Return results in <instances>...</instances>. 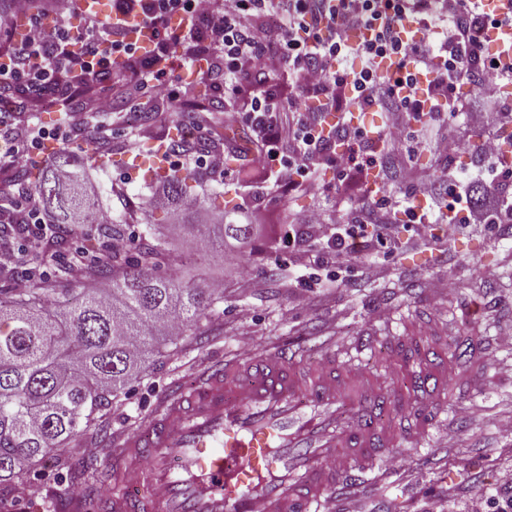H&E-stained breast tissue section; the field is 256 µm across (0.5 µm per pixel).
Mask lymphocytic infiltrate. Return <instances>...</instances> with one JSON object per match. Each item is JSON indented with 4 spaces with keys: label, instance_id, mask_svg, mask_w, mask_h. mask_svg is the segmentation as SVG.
I'll use <instances>...</instances> for the list:
<instances>
[{
    "label": "lymphocytic infiltrate",
    "instance_id": "obj_1",
    "mask_svg": "<svg viewBox=\"0 0 512 512\" xmlns=\"http://www.w3.org/2000/svg\"><path fill=\"white\" fill-rule=\"evenodd\" d=\"M44 2L38 12L33 0H8L7 14L0 15V29L8 32L18 19L27 22L0 53V200L9 202L0 222L14 224L13 235L0 234V261L44 256L46 218L35 192L19 190L11 173L36 162L44 135L65 142L73 131L66 120L44 132L31 113L50 100L79 98L89 111L106 114L118 97L144 91L156 100L178 101L218 70L224 74L221 92L247 97L243 109L223 111L225 125L250 127L258 144L254 177L281 189L318 188L314 159L329 149L326 114L383 113L372 140L375 153L364 160L354 146L367 139L365 132L346 122L338 126L348 147L336 154L337 176L343 189L369 193V206L326 203L302 218L310 237L326 239L333 258L357 250L371 233L384 246L399 242L400 225L389 218L396 185L387 175L372 180L370 169L400 165L423 152L447 156V134L425 132L439 112L462 116L480 132L475 149L484 168L473 181L443 171L421 182L423 192L437 182L448 187L438 219L452 236L475 224L512 221V198L499 190L512 175L500 134L507 119L494 108L502 83L512 79V42L487 46L492 30L512 26L511 12L499 18L480 13L471 0H112L114 22L108 26L94 15L74 24V0ZM128 19L151 32L150 48L128 36ZM408 20L425 31L424 39L402 41ZM356 29L369 31V39L350 42ZM268 55L283 61L294 78L288 99L262 83ZM382 58L398 60L395 75L379 74L376 62ZM176 62L194 74V82L171 80ZM421 74L427 77L423 87ZM474 82L484 100L477 107L456 95L458 87Z\"/></svg>",
    "mask_w": 512,
    "mask_h": 512
}]
</instances>
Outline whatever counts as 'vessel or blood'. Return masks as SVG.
Returning a JSON list of instances; mask_svg holds the SVG:
<instances>
[{"instance_id":"b4317fda","label":"vessel or blood","mask_w":512,"mask_h":512,"mask_svg":"<svg viewBox=\"0 0 512 512\" xmlns=\"http://www.w3.org/2000/svg\"><path fill=\"white\" fill-rule=\"evenodd\" d=\"M392 350L399 380L388 391L351 365L300 385L302 355L288 345L211 362L113 442L109 494L73 512H335L368 488L386 450L424 436L446 401L443 367L422 343ZM394 413L403 427H387Z\"/></svg>"}]
</instances>
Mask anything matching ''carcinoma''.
Returning <instances> with one entry per match:
<instances>
[{
	"label": "carcinoma",
	"instance_id": "obj_1",
	"mask_svg": "<svg viewBox=\"0 0 512 512\" xmlns=\"http://www.w3.org/2000/svg\"><path fill=\"white\" fill-rule=\"evenodd\" d=\"M70 154L59 149L31 183L55 225L48 241L54 255L78 237L69 226L72 216L83 215L86 228L101 227L98 200L85 191ZM62 171L66 183L59 179ZM155 176L166 193L148 207L181 216L183 231L221 247L227 237H250L253 225L231 223L229 211L194 195L191 175ZM192 195L195 208L183 209V198ZM103 232L114 241L122 238L116 221ZM161 247L158 239L124 262L110 293L73 285L53 299L42 288L0 296V485L13 481L23 462L44 466L94 424L112 404V390L137 367L138 352L154 346L161 320L186 327L206 308L205 291L155 272Z\"/></svg>",
	"mask_w": 512,
	"mask_h": 512
}]
</instances>
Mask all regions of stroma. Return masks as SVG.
I'll list each match as a JSON object with an SVG mask.
<instances>
[{"label": "stroma", "mask_w": 512, "mask_h": 512, "mask_svg": "<svg viewBox=\"0 0 512 512\" xmlns=\"http://www.w3.org/2000/svg\"><path fill=\"white\" fill-rule=\"evenodd\" d=\"M111 123L116 142L111 156L87 150L75 153L88 186L120 221L124 235L150 243L154 237L142 209L154 193L135 155L157 150L172 133L169 120L127 123L129 104H119ZM239 161L224 164L225 176L198 168L195 191L231 205L233 220L264 218L265 230L244 247L224 255L207 253L198 239L181 236L176 226L165 232L158 273L211 291L212 302L199 320L177 336H162L140 370L112 398L88 431L72 441L65 466L47 462L36 472H22L0 486V512H65L64 504L98 492L95 470L109 463L105 437L137 428L172 382L191 383L206 362L239 359L273 351L279 343L298 347L303 369L318 370L327 356L337 364L354 362L372 375L394 378V337L414 336L439 348L448 364V404L443 421L418 443H402L380 462L381 479L362 495L337 502L336 512H431L433 505L455 502L470 512L512 483V429L499 419L512 416V223L493 228L472 226L449 236L444 224L432 225L427 240L389 249L369 243L342 264V282L326 287L331 270L325 240L288 241V213H306L324 203L360 204L362 194L342 193L336 169L322 166L318 190L285 195L271 184L239 175ZM306 250L313 268L295 266L294 249ZM379 273L365 278V264ZM223 288L212 292L213 281ZM460 329L448 333L449 325ZM382 336L376 353L358 355L354 344L365 332ZM484 346L481 361H460L455 344ZM99 445L88 455V444Z\"/></svg>", "instance_id": "35a3bbf8"}]
</instances>
